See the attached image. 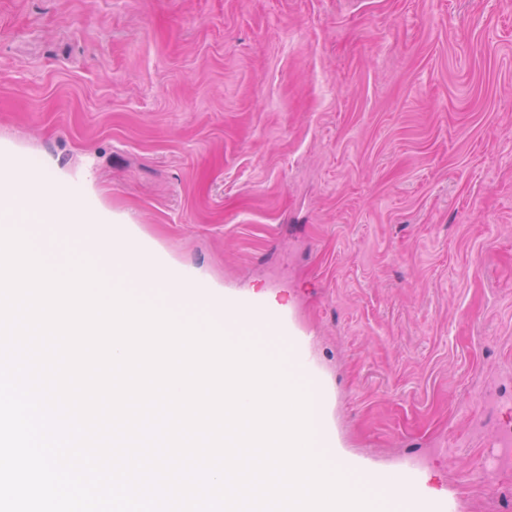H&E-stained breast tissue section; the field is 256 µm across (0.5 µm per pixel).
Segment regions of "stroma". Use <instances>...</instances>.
<instances>
[{"label": "stroma", "mask_w": 512, "mask_h": 512, "mask_svg": "<svg viewBox=\"0 0 512 512\" xmlns=\"http://www.w3.org/2000/svg\"><path fill=\"white\" fill-rule=\"evenodd\" d=\"M272 300L332 451L512 512V0H0V155Z\"/></svg>", "instance_id": "35a3bbf8"}]
</instances>
